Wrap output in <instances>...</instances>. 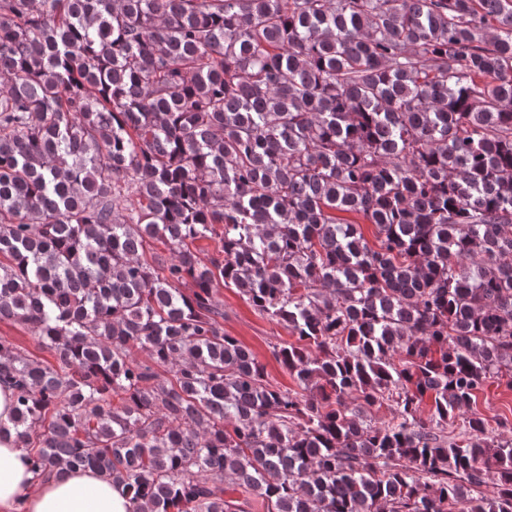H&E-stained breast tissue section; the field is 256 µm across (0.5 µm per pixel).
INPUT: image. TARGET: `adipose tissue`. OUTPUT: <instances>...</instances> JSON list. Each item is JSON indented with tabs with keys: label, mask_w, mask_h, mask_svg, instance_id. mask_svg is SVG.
Returning <instances> with one entry per match:
<instances>
[{
	"label": "adipose tissue",
	"mask_w": 512,
	"mask_h": 512,
	"mask_svg": "<svg viewBox=\"0 0 512 512\" xmlns=\"http://www.w3.org/2000/svg\"><path fill=\"white\" fill-rule=\"evenodd\" d=\"M123 487L91 470L33 486L27 455L0 437V512H130Z\"/></svg>",
	"instance_id": "ef3b65f1"
}]
</instances>
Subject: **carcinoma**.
Listing matches in <instances>:
<instances>
[{
    "label": "carcinoma",
    "mask_w": 512,
    "mask_h": 512,
    "mask_svg": "<svg viewBox=\"0 0 512 512\" xmlns=\"http://www.w3.org/2000/svg\"><path fill=\"white\" fill-rule=\"evenodd\" d=\"M220 285L295 336L297 389ZM0 320L54 359L0 340L38 480L93 470L131 512H512L476 407L512 391V0H0ZM216 298L224 311L219 319L224 332L250 348L266 366L269 377L281 387L293 389L296 384L288 371L272 354L275 343L295 342L288 329L259 314L234 288H217Z\"/></svg>",
    "instance_id": "carcinoma-1"
}]
</instances>
